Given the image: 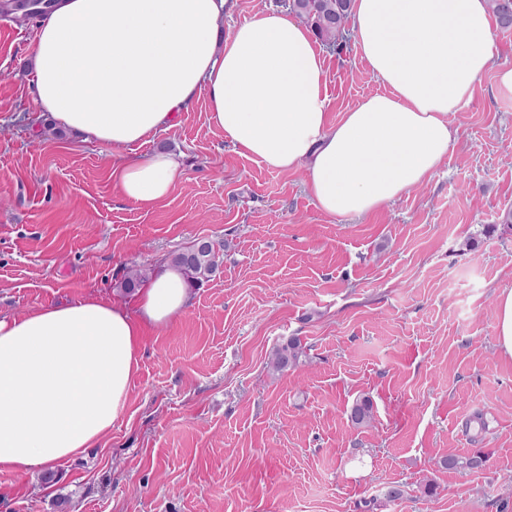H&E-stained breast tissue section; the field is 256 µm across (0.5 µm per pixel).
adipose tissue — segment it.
Masks as SVG:
<instances>
[{
	"instance_id": "obj_1",
	"label": "adipose tissue",
	"mask_w": 512,
	"mask_h": 512,
	"mask_svg": "<svg viewBox=\"0 0 512 512\" xmlns=\"http://www.w3.org/2000/svg\"><path fill=\"white\" fill-rule=\"evenodd\" d=\"M228 0H57L35 44L34 97L81 141L128 148L112 176L142 208L182 176L167 152L133 147L206 98L239 154L304 170L325 214L360 217L429 183L457 140L450 115L495 70L488 0H352L357 53L384 93L328 120L325 61L300 21L263 12L220 37ZM136 314L101 298L0 316V471L51 470L124 414L146 327L185 312L182 271L160 263Z\"/></svg>"
}]
</instances>
